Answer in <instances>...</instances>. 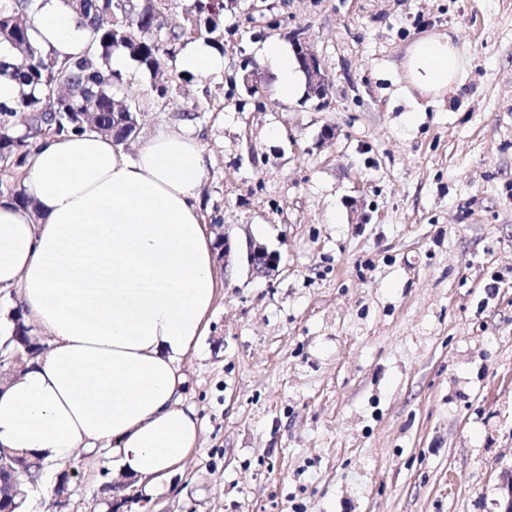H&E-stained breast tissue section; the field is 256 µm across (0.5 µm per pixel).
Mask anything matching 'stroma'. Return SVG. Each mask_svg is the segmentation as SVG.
<instances>
[{
  "label": "stroma",
  "instance_id": "1",
  "mask_svg": "<svg viewBox=\"0 0 512 512\" xmlns=\"http://www.w3.org/2000/svg\"><path fill=\"white\" fill-rule=\"evenodd\" d=\"M224 68L130 62L140 137L197 136L200 211L231 243L182 358L200 443L133 512H502L512 475V0H224ZM452 32L457 94L408 95L406 48ZM303 39L327 103L259 56ZM171 80L151 101L152 86ZM194 120H187V113ZM277 252L254 276L250 243ZM37 512H105L112 451Z\"/></svg>",
  "mask_w": 512,
  "mask_h": 512
}]
</instances>
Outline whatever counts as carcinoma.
<instances>
[{"label": "carcinoma", "instance_id": "obj_1", "mask_svg": "<svg viewBox=\"0 0 512 512\" xmlns=\"http://www.w3.org/2000/svg\"><path fill=\"white\" fill-rule=\"evenodd\" d=\"M47 2L0 0V75L20 86L13 106L0 104V197L24 207L32 201L16 175L26 172L33 140L103 128L122 143L138 124L140 103L118 97L123 72L112 68L116 50L157 72L175 59L182 43L205 38L224 48L222 2L59 0L91 35L87 53L61 58L33 36L32 18Z\"/></svg>", "mask_w": 512, "mask_h": 512}]
</instances>
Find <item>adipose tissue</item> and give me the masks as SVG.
Segmentation results:
<instances>
[{
  "label": "adipose tissue",
  "instance_id": "adipose-tissue-1",
  "mask_svg": "<svg viewBox=\"0 0 512 512\" xmlns=\"http://www.w3.org/2000/svg\"><path fill=\"white\" fill-rule=\"evenodd\" d=\"M60 55L85 47L74 16L49 0L33 20ZM261 55L281 97L303 89L283 44ZM408 83L453 92L468 61L452 34L406 52ZM206 173L197 137L160 130L125 153L105 134L36 141L24 180L34 204L0 198V290L16 289L48 347L0 385V446L59 464L108 442L121 470L152 493L199 442L177 360L196 348L214 303L215 235L199 212Z\"/></svg>",
  "mask_w": 512,
  "mask_h": 512
}]
</instances>
